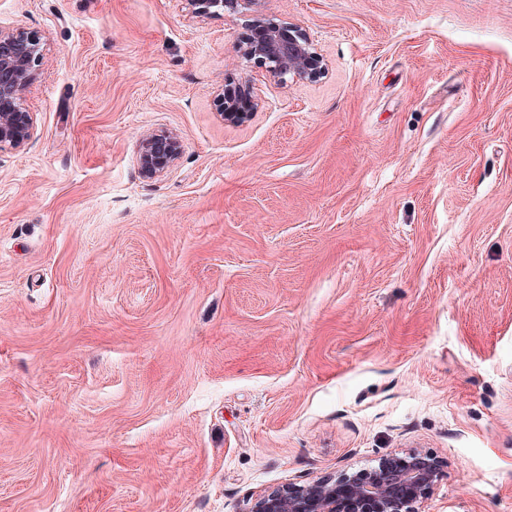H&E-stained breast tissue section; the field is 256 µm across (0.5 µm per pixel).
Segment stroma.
<instances>
[{
  "mask_svg": "<svg viewBox=\"0 0 512 512\" xmlns=\"http://www.w3.org/2000/svg\"><path fill=\"white\" fill-rule=\"evenodd\" d=\"M259 20L324 74L246 61ZM0 27L43 44L36 137L0 149V512H242L413 448L424 512H512V0H0ZM192 13L197 17H204L212 13H216L219 10L224 11V8H234L239 2H245V0H184ZM250 82L229 81L217 94V107L221 118L231 124H243L257 110L258 103ZM180 153V141L174 134H147L139 145V172L145 179L157 180L171 171Z\"/></svg>",
  "mask_w": 512,
  "mask_h": 512,
  "instance_id": "stroma-1",
  "label": "stroma"
}]
</instances>
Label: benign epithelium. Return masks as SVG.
Listing matches in <instances>:
<instances>
[{"label":"benign epithelium","instance_id":"benign-epithelium-1","mask_svg":"<svg viewBox=\"0 0 512 512\" xmlns=\"http://www.w3.org/2000/svg\"><path fill=\"white\" fill-rule=\"evenodd\" d=\"M192 13L204 17L239 3L257 0H185ZM241 55L283 81L288 77L315 79L323 59L299 29L271 22L257 25L240 46ZM42 58V39L36 31L0 28V149L21 148L34 137L33 113L23 94ZM221 118L243 124L257 110L250 83L230 81L217 94ZM181 153L177 136L148 134L140 142L138 168L143 178L157 180L175 166ZM440 472L435 459L422 451L389 453L375 467L344 472L298 485L288 483L258 495L243 512H422Z\"/></svg>","mask_w":512,"mask_h":512}]
</instances>
